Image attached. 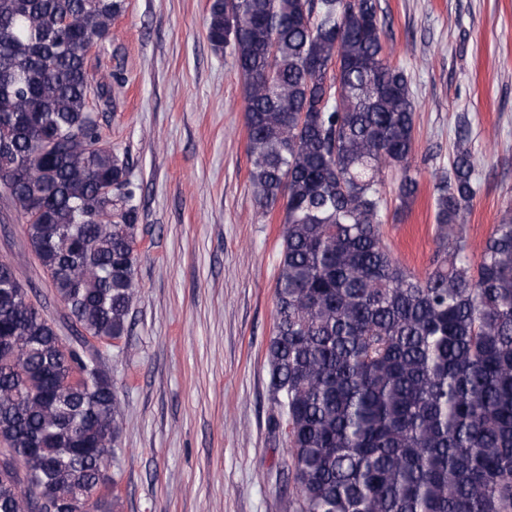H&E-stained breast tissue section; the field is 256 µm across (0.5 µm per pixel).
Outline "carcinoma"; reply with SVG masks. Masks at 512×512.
Returning a JSON list of instances; mask_svg holds the SVG:
<instances>
[{"label": "carcinoma", "mask_w": 512, "mask_h": 512, "mask_svg": "<svg viewBox=\"0 0 512 512\" xmlns=\"http://www.w3.org/2000/svg\"><path fill=\"white\" fill-rule=\"evenodd\" d=\"M122 0H0V196L71 335L0 261V512H114L123 418L90 340L131 332L141 187L90 104V46ZM243 79L249 180L283 203L267 350L293 512H512V203L479 260V160L436 177L422 275L383 239V169L410 208L415 105L379 0H211Z\"/></svg>", "instance_id": "obj_1"}]
</instances>
